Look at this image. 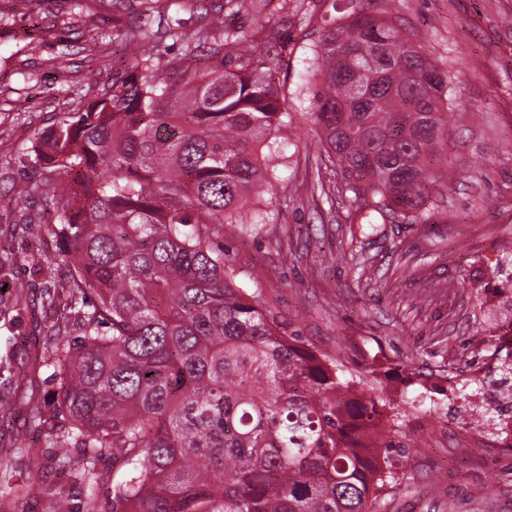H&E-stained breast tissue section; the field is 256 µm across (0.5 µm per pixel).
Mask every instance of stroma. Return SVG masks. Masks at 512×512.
I'll return each instance as SVG.
<instances>
[{
  "label": "stroma",
  "instance_id": "1",
  "mask_svg": "<svg viewBox=\"0 0 512 512\" xmlns=\"http://www.w3.org/2000/svg\"><path fill=\"white\" fill-rule=\"evenodd\" d=\"M347 1L286 0L278 40L258 43L286 96V149L244 206L266 223L225 227L218 240L235 285L261 287L283 333L339 358L392 402L424 392L448 408L442 417L406 410L405 448L390 455L396 486L377 512H512V445L464 437L455 424L469 408L448 398L454 379L497 376L487 287L497 258L512 251V0H351L403 21L448 74V189L414 224L389 222L341 174L318 168L306 64L321 26L342 21ZM221 4L195 0L185 27L223 20L250 32L263 22L256 0L230 17ZM144 9L142 0H123L117 12L111 0H0V512H56L62 500L70 512H109L108 487L88 496L51 467L33 419L60 389L45 349L57 308L71 309L72 342L91 306L72 302L62 240L30 235L24 219L41 210L20 201L35 176L32 144L110 88L124 64L112 43L87 57L85 40L111 32L116 16L138 26Z\"/></svg>",
  "mask_w": 512,
  "mask_h": 512
}]
</instances>
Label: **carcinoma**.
Segmentation results:
<instances>
[{
  "mask_svg": "<svg viewBox=\"0 0 512 512\" xmlns=\"http://www.w3.org/2000/svg\"><path fill=\"white\" fill-rule=\"evenodd\" d=\"M112 91L32 146L30 193L54 214L80 339L56 344L57 405L34 419L92 496L120 462L112 512H371L393 478L387 399L337 358L279 330L256 287H234L226 224L282 153L283 94L254 39L226 29L126 28ZM181 53L168 57L161 44ZM209 59L194 62L207 42ZM309 115L355 198L414 223L448 153V76L408 32L366 12L323 29ZM497 287L512 311V255Z\"/></svg>",
  "mask_w": 512,
  "mask_h": 512,
  "instance_id": "cac0c4a2",
  "label": "carcinoma"
}]
</instances>
